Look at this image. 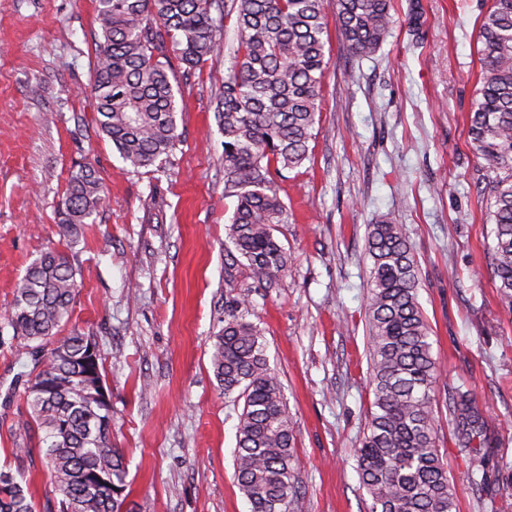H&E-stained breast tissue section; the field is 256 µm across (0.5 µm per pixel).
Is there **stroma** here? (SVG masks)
Returning a JSON list of instances; mask_svg holds the SVG:
<instances>
[{"mask_svg": "<svg viewBox=\"0 0 512 512\" xmlns=\"http://www.w3.org/2000/svg\"><path fill=\"white\" fill-rule=\"evenodd\" d=\"M493 0H392L394 25L372 56L350 55L327 0L326 58L309 157L278 183L288 207L276 236L290 254L279 287L249 300L296 422L303 493L295 512H367L353 450L373 401L364 301L367 226L404 225L418 263L440 388L437 444L458 512H512L473 494L448 420V389H469L489 420L490 472L512 468V312L497 296L486 246L495 178L468 138L481 86L478 31ZM420 7L419 36L410 33ZM95 0H0V464L25 472L40 512L54 500L38 453L17 451L32 369L12 342L16 282L40 253L77 269L68 328L98 340L112 391V444L126 458L136 512H250L234 478L243 403L211 368L224 325V191L216 112L237 45L224 21L220 57L185 73L174 63L179 142L134 169L99 130L92 90ZM92 167L105 204L74 241L57 209L73 170Z\"/></svg>", "mask_w": 512, "mask_h": 512, "instance_id": "obj_1", "label": "stroma"}]
</instances>
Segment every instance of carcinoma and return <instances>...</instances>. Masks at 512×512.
<instances>
[{
	"instance_id": "cac0c4a2",
	"label": "carcinoma",
	"mask_w": 512,
	"mask_h": 512,
	"mask_svg": "<svg viewBox=\"0 0 512 512\" xmlns=\"http://www.w3.org/2000/svg\"><path fill=\"white\" fill-rule=\"evenodd\" d=\"M324 0H97L93 90L98 124L124 162L146 167L177 144L171 56L190 72L224 49V19L235 15L239 42L214 75L224 135V189L237 203L225 227L224 327L211 365L224 394L243 400L236 432L235 478L250 512H294L301 493L293 418L253 321L247 288H276L288 250L274 235L288 223L276 179L308 159L320 113L327 23ZM336 24L349 52L369 57L393 25L390 0H336ZM482 84L468 137L488 170L496 290L512 312V0H494L480 27ZM94 169L71 173L59 212L60 233L103 207ZM371 259L365 298L374 400L355 449L369 512H457L435 433L432 394L439 370L419 302V269L401 224L368 225ZM77 269L62 251L42 252L18 281L12 339L34 366L18 429L38 439L53 478V512H129L124 455L112 446V398L95 337H57L77 294ZM448 419L467 452L473 485L487 483L493 439L470 390L448 387ZM0 512H38L24 479L0 470Z\"/></svg>"
}]
</instances>
